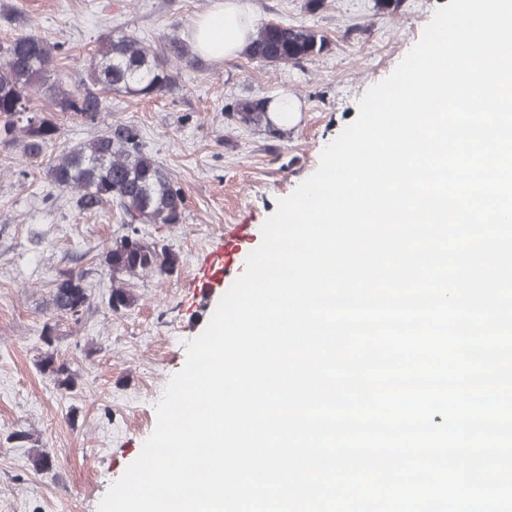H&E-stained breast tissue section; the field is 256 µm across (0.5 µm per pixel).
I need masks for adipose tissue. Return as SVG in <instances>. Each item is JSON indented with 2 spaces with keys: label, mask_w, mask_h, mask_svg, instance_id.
Masks as SVG:
<instances>
[{
  "label": "adipose tissue",
  "mask_w": 512,
  "mask_h": 512,
  "mask_svg": "<svg viewBox=\"0 0 512 512\" xmlns=\"http://www.w3.org/2000/svg\"><path fill=\"white\" fill-rule=\"evenodd\" d=\"M258 27L247 0H218L214 9L194 24L193 42L206 57L220 60L240 54Z\"/></svg>",
  "instance_id": "obj_1"
}]
</instances>
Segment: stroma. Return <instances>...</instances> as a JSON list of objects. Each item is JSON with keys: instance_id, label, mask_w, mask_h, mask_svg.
Returning <instances> with one entry per match:
<instances>
[{"instance_id": "35a3bbf8", "label": "stroma", "mask_w": 512, "mask_h": 512, "mask_svg": "<svg viewBox=\"0 0 512 512\" xmlns=\"http://www.w3.org/2000/svg\"><path fill=\"white\" fill-rule=\"evenodd\" d=\"M260 22H288L322 35L324 50L299 64L265 66L246 56L200 58L159 96L109 94L95 124L60 119L58 138L33 162L0 146V512H98L110 487L142 451L156 426V405L186 362V344L208 324L232 278L200 298L198 275L227 226L245 224L246 251L262 242L277 201L317 169L322 150L358 115V103L387 78L448 0H247ZM216 0H0V42L31 30L64 42L52 78L76 87L106 31L158 44ZM292 97L288 128L240 125L242 99ZM136 128L144 150L185 196L183 222L144 224V239L179 257L170 274L132 278L135 304L115 313L112 283L100 263L128 231L115 206L83 211L70 192L49 193L46 171L64 149L116 125ZM80 274L91 304L80 319L45 311L57 273ZM53 341L44 343L45 326ZM75 379L60 387L43 372L47 351ZM46 450V468L35 467Z\"/></svg>"}]
</instances>
